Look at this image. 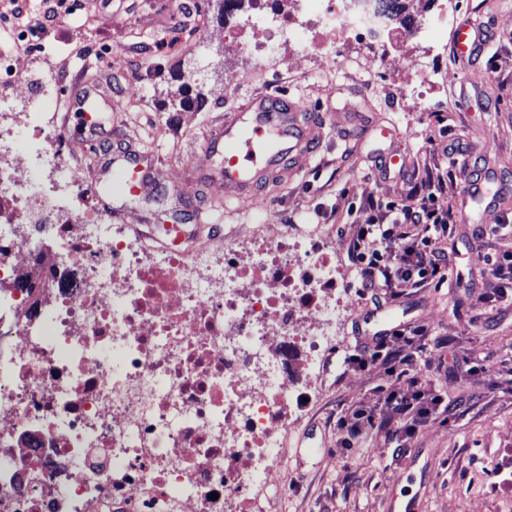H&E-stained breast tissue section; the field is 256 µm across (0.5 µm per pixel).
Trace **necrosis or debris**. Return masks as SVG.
Returning a JSON list of instances; mask_svg holds the SVG:
<instances>
[{
  "instance_id": "4bbe7bcc",
  "label": "necrosis or debris",
  "mask_w": 512,
  "mask_h": 512,
  "mask_svg": "<svg viewBox=\"0 0 512 512\" xmlns=\"http://www.w3.org/2000/svg\"><path fill=\"white\" fill-rule=\"evenodd\" d=\"M456 7L434 0L409 24L378 0H297L265 39L254 18L224 47L248 59L244 83L286 56L363 77L387 48L447 28ZM0 29L16 36L1 64L51 74L23 102L14 77L0 79V335L13 339L0 367V512H257L350 314L332 231L259 224L151 252L68 164L41 108L61 89L59 65L18 41L22 16L1 13ZM25 157L56 195L20 179Z\"/></svg>"
}]
</instances>
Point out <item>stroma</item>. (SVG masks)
Masks as SVG:
<instances>
[{"instance_id":"obj_1","label":"stroma","mask_w":512,"mask_h":512,"mask_svg":"<svg viewBox=\"0 0 512 512\" xmlns=\"http://www.w3.org/2000/svg\"><path fill=\"white\" fill-rule=\"evenodd\" d=\"M68 21L58 23L55 40L45 50L61 59L84 50L90 56L86 78L101 82L93 104L112 127V148H133L155 156V179L131 199L112 195L103 181V157L79 158L84 177L99 178V190L116 223L133 226L152 249L162 247L157 231L163 224L182 225L208 242L217 232L247 234L255 224L333 226L340 239L337 262L353 271L349 251L362 222L361 207L385 204L424 187L429 169L439 168L445 185L436 204L453 213L469 208L480 224L512 220V198L494 208L465 203L473 169L491 170L512 179V0H467L459 21L475 18L494 38L486 60L476 64L448 55V32L432 33L427 48L408 59L392 56L375 63L367 82L342 74L310 70L305 59L283 60L267 75L265 89L287 95L324 119L321 140L306 165L294 176L258 190L252 197L229 201L224 212H210L203 226L188 220L182 201L194 206L205 197L223 200V185H212L207 196L195 195L187 167L200 150L204 134L225 112L233 110L252 88L237 82L240 57L225 53L224 34L252 14L243 7L232 18L219 19L218 7L206 12L210 34L203 42L161 48L170 21L160 0H78ZM137 25L129 29L126 18ZM424 65L447 77L443 89H403L396 70ZM202 94V107L184 105ZM360 125L389 129L383 146L407 159L410 181L382 178L368 156L371 140L347 136L348 118ZM464 142L471 164L451 162L441 149L448 139ZM353 203L357 211L341 209ZM473 226L458 223L453 239L460 253L443 285L407 291L398 298L380 295L378 304L363 298L356 280H349L355 310L336 340L323 377L301 424L288 433V452L281 459L270 491L269 512H390L391 506L413 505L417 512H512V304L491 309L476 299L488 287L482 275L486 255L512 252V233L477 237ZM391 315L397 328H425L428 335L448 337L452 345H425L421 357L430 365L428 393L457 402L450 417L434 416L412 433L393 442L368 423L347 436L336 423L362 408L378 413L384 395L408 393L409 377L388 376L378 365L362 370L345 360L370 345L373 326L368 315ZM483 361L479 372L468 371ZM460 362L456 376L448 365Z\"/></svg>"}]
</instances>
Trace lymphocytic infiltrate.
<instances>
[{
	"label": "lymphocytic infiltrate",
	"mask_w": 512,
	"mask_h": 512,
	"mask_svg": "<svg viewBox=\"0 0 512 512\" xmlns=\"http://www.w3.org/2000/svg\"><path fill=\"white\" fill-rule=\"evenodd\" d=\"M455 221L452 212L436 207L431 192L418 202L410 197L389 202L379 214L367 216L350 254L361 287L369 291L383 288L396 298L414 288L445 282L457 256L456 248L448 244L449 227ZM484 271L493 289L482 297L483 306L493 307L512 297V252L486 256ZM422 334L419 328L409 335L396 331L363 354L350 356L349 361L362 369L377 364L386 374L407 375L419 381L422 369L412 342ZM443 403V398L436 396L426 407L419 396L391 392L386 396V411L378 415L355 412L353 417L340 420L339 427L353 433L364 421L393 439L399 433L400 421H421L431 408Z\"/></svg>",
	"instance_id": "f902f5d3"
}]
</instances>
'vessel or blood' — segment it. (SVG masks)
<instances>
[{"instance_id": "1", "label": "vessel or blood", "mask_w": 512, "mask_h": 512, "mask_svg": "<svg viewBox=\"0 0 512 512\" xmlns=\"http://www.w3.org/2000/svg\"><path fill=\"white\" fill-rule=\"evenodd\" d=\"M473 23L457 27L454 50L466 57L476 50ZM318 127L310 114L299 111L290 100L265 95L247 101L226 113L223 123L204 140L201 151L188 167L193 183L201 188L223 184L230 197L249 195L287 167L299 165L311 151ZM221 164H213V157ZM157 171L155 157L140 152L119 153L112 161V192L136 194L152 181ZM491 175L474 180L470 193L483 196L487 206L512 194V186L495 184Z\"/></svg>"}]
</instances>
